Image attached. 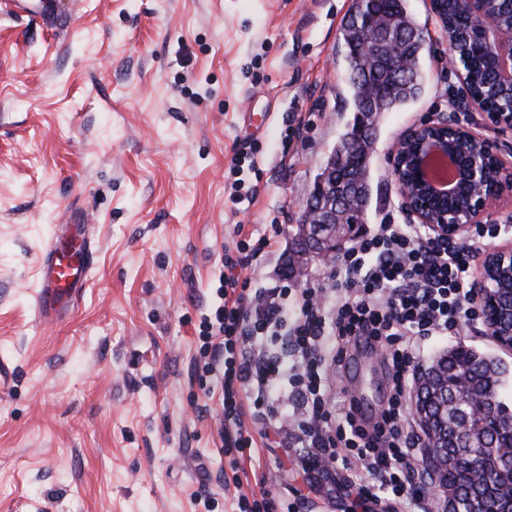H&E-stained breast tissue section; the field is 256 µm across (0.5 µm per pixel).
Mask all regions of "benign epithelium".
<instances>
[{
  "label": "benign epithelium",
  "instance_id": "benign-epithelium-1",
  "mask_svg": "<svg viewBox=\"0 0 512 512\" xmlns=\"http://www.w3.org/2000/svg\"><path fill=\"white\" fill-rule=\"evenodd\" d=\"M465 14L482 20L480 41L494 45L489 59L494 83L512 94V26L504 27L488 13L487 0H465ZM440 156L455 169L454 180L438 185L431 178L429 162ZM392 172L403 210L417 223L441 238L463 237L484 222L504 193L512 190V167L501 159L497 144L471 130L439 118L407 129L391 152ZM326 177L314 181L301 223L312 224V232L292 244L289 266L295 274L309 261L327 262L340 253L359 225L341 223L337 208L350 194H329ZM512 276V247L486 253L477 280L478 298L485 322L498 343L512 348V300L497 287L498 274ZM433 374L424 372L412 398L422 440L435 436L434 419L421 406L432 390Z\"/></svg>",
  "mask_w": 512,
  "mask_h": 512
}]
</instances>
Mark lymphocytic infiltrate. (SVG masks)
<instances>
[{"label": "lymphocytic infiltrate", "mask_w": 512, "mask_h": 512, "mask_svg": "<svg viewBox=\"0 0 512 512\" xmlns=\"http://www.w3.org/2000/svg\"><path fill=\"white\" fill-rule=\"evenodd\" d=\"M273 246L263 235L236 243L219 274V303L199 332L207 397L222 413L225 455L236 486L231 512H276L267 489L275 471H254L258 494L241 493L246 450L277 435L297 451L303 470L342 472V487L363 512H429L414 480L421 467L419 438L407 393L428 338L481 321L474 272L475 242L441 239L421 224L376 225L325 266V281L294 296L268 288L241 271ZM366 346L386 370L388 392L378 411L362 414L344 380L351 348ZM269 427L252 434L251 422Z\"/></svg>", "instance_id": "obj_1"}]
</instances>
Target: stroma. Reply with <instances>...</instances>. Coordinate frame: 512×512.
Masks as SVG:
<instances>
[{
  "label": "stroma",
  "instance_id": "obj_1",
  "mask_svg": "<svg viewBox=\"0 0 512 512\" xmlns=\"http://www.w3.org/2000/svg\"><path fill=\"white\" fill-rule=\"evenodd\" d=\"M352 0H54L65 33L0 10V512H227L221 408L199 366L235 230L274 235L254 275L298 290L283 263L319 167L352 124L342 23ZM428 42L420 95L376 115L364 233L407 222L390 151L437 112L497 142L512 131L461 111L448 40L428 0H406ZM253 167L231 172L235 153ZM242 180L239 200L230 186ZM92 225L96 267L56 325L30 315L53 225ZM464 343L506 369L486 325L425 342L422 365ZM275 499L352 512L311 492L297 457Z\"/></svg>",
  "mask_w": 512,
  "mask_h": 512
}]
</instances>
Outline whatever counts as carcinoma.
Wrapping results in <instances>:
<instances>
[{
	"mask_svg": "<svg viewBox=\"0 0 512 512\" xmlns=\"http://www.w3.org/2000/svg\"><path fill=\"white\" fill-rule=\"evenodd\" d=\"M406 0H353L342 41L347 69L350 70L354 101L364 102L368 110H389L413 97L418 91V59L426 37L409 35L415 26L405 6ZM488 9L500 17L504 24L512 21V0H488ZM446 14L451 36L465 58L472 93L483 97L487 108L507 112L512 108L507 96L489 82L486 58L488 52L473 50L476 32L481 21L463 14L462 0H446ZM390 20L383 27L388 43L406 57L405 66L411 78L403 81L395 76L383 54L364 45L374 31V26ZM362 138L351 129L343 135L338 149L342 159L336 166L334 180L360 179L368 171L369 152L362 148ZM439 386H448L457 396L456 410L440 411L439 402L426 404L428 412L440 426L441 445L448 446L447 467L441 473L434 493L454 499L455 512H506L512 507V465L504 462L512 448V406L502 398L503 383L500 364L468 346L459 345L448 350L437 360ZM485 398L493 406L492 413L478 429L463 433L458 413L468 411L469 401ZM482 457L484 468L475 473L470 485L460 479L461 469L469 457Z\"/></svg>",
	"mask_w": 512,
	"mask_h": 512,
	"instance_id": "1",
	"label": "carcinoma"
}]
</instances>
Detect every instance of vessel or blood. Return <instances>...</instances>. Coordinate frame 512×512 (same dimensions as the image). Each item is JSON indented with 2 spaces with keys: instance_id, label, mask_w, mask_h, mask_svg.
<instances>
[{
  "instance_id": "b4317fda",
  "label": "vessel or blood",
  "mask_w": 512,
  "mask_h": 512,
  "mask_svg": "<svg viewBox=\"0 0 512 512\" xmlns=\"http://www.w3.org/2000/svg\"><path fill=\"white\" fill-rule=\"evenodd\" d=\"M95 268L91 225H53L38 258V277L31 313L42 324L60 322L78 303Z\"/></svg>"
}]
</instances>
